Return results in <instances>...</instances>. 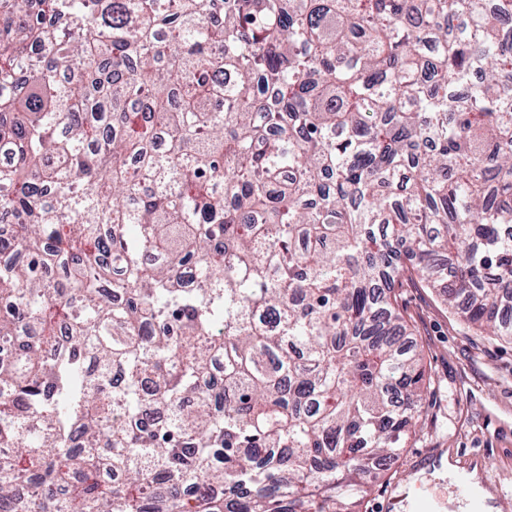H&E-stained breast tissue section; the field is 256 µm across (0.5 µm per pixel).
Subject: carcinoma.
Segmentation results:
<instances>
[{"instance_id":"cac0c4a2","label":"carcinoma","mask_w":512,"mask_h":512,"mask_svg":"<svg viewBox=\"0 0 512 512\" xmlns=\"http://www.w3.org/2000/svg\"><path fill=\"white\" fill-rule=\"evenodd\" d=\"M509 20L0 0V512H355L431 385L396 285L512 343Z\"/></svg>"}]
</instances>
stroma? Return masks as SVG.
Segmentation results:
<instances>
[{
	"mask_svg": "<svg viewBox=\"0 0 512 512\" xmlns=\"http://www.w3.org/2000/svg\"><path fill=\"white\" fill-rule=\"evenodd\" d=\"M402 298L414 333L407 343L425 354L435 379L422 429L388 471L366 477L359 512H406L399 497L426 495L443 512H464L451 475L430 464L451 455L479 470V485L507 494L512 512V344L468 328L438 294L405 282Z\"/></svg>",
	"mask_w": 512,
	"mask_h": 512,
	"instance_id": "obj_1",
	"label": "stroma"
}]
</instances>
